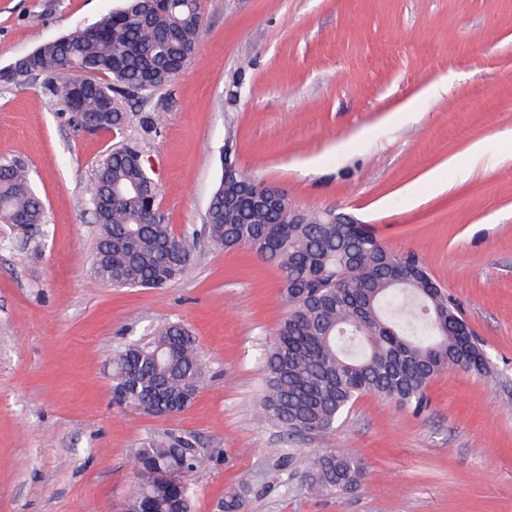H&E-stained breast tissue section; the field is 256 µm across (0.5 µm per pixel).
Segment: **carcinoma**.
<instances>
[{
    "label": "carcinoma",
    "instance_id": "carcinoma-1",
    "mask_svg": "<svg viewBox=\"0 0 512 512\" xmlns=\"http://www.w3.org/2000/svg\"><path fill=\"white\" fill-rule=\"evenodd\" d=\"M202 25L201 0H123L91 24L92 33L46 42L28 53L48 94L77 110L95 129L120 131L123 104L169 84L193 59ZM220 179L205 231L217 249L247 247L280 271L288 311L264 358L262 416L287 435H328L361 395L419 409L432 380L450 369L489 374L483 351L412 256L390 252L366 224H325V213L294 223L282 201L260 211L264 194L283 195L238 166ZM154 181L140 151L122 145L97 163L88 204L97 224L88 270L114 288H163L203 258L195 238L178 236L151 212ZM0 221L20 229L26 250H39L45 211L28 171L0 162ZM191 330L170 322L147 340L112 354V395L132 409L164 416L190 406L207 379ZM193 432L165 430L135 450V491L128 512H192L189 477L218 461L209 444L193 450ZM365 468L335 448L311 455L302 478L314 491L344 495L363 483ZM249 487L224 495V512H242Z\"/></svg>",
    "mask_w": 512,
    "mask_h": 512
}]
</instances>
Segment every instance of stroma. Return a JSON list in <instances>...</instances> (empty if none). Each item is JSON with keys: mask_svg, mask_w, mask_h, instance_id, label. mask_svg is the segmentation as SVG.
I'll list each match as a JSON object with an SVG mask.
<instances>
[{"mask_svg": "<svg viewBox=\"0 0 512 512\" xmlns=\"http://www.w3.org/2000/svg\"><path fill=\"white\" fill-rule=\"evenodd\" d=\"M119 4L0 0V69ZM125 111L122 133L90 132L42 81L0 82V160L26 165L47 220L26 257L0 223V512H123L134 449L165 429L223 451L191 478L193 512H217L241 482L243 512H512V0H203L192 61ZM125 143L148 160L166 223L205 254L162 289L88 272L87 191ZM228 150L293 209L346 214L414 255L488 374L448 371L418 412L360 396L325 437L265 422L263 354L287 306L274 265L204 231ZM175 321L209 370L195 402L171 416L115 404L113 348ZM324 448L360 460L361 487L307 486Z\"/></svg>", "mask_w": 512, "mask_h": 512, "instance_id": "35a3bbf8", "label": "stroma"}]
</instances>
